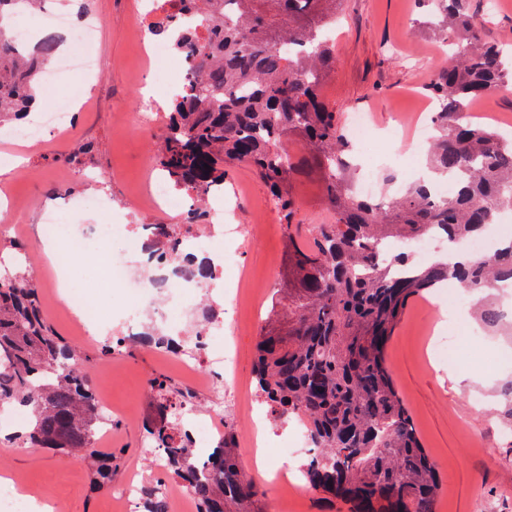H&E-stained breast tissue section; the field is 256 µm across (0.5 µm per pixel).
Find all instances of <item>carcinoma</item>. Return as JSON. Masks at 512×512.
I'll use <instances>...</instances> for the list:
<instances>
[{
  "instance_id": "carcinoma-1",
  "label": "carcinoma",
  "mask_w": 512,
  "mask_h": 512,
  "mask_svg": "<svg viewBox=\"0 0 512 512\" xmlns=\"http://www.w3.org/2000/svg\"><path fill=\"white\" fill-rule=\"evenodd\" d=\"M171 2L149 27L166 34L164 43L184 57L193 79L164 115L155 162L174 189H191L200 204L224 189L229 169L249 164L288 231V303L277 298L270 309L287 318L288 328L258 341L256 392L278 416L299 420L321 450L305 465L313 488L339 496L349 512H434L442 482L393 385L385 348L409 300L453 280L472 296L476 319L497 327L502 313L493 298L501 282H512V239L462 264H415L402 252L388 266L375 246L429 232L457 246L512 212V138L471 117L477 101L512 85V52L483 37L470 0H414L421 23L445 49L425 88L434 105L425 158L433 178L365 199L353 186L355 144L323 93L336 67L327 31L343 0ZM57 45L49 34L33 57L0 32V125L31 112ZM313 172L334 215L330 224L294 223L297 180ZM441 178L455 184L446 197L435 187ZM205 217L197 208L187 224L141 225L148 263L188 281L214 280L209 262L180 249ZM30 262L27 254L0 272V364L10 366L0 369V407L25 408L26 440L59 455H87L94 486H108L112 453L92 452L108 418L75 348L45 319ZM221 321L211 304L192 319L202 328ZM129 343L179 347L150 323ZM499 395L498 413L512 431V380ZM147 398L146 438L163 449L164 475L189 486L196 512H263L256 483L238 466L234 428L224 429L203 473L178 428L177 402L189 393L158 374Z\"/></svg>"
}]
</instances>
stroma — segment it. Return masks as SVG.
<instances>
[{"mask_svg": "<svg viewBox=\"0 0 512 512\" xmlns=\"http://www.w3.org/2000/svg\"><path fill=\"white\" fill-rule=\"evenodd\" d=\"M141 0H90L92 17L101 30L91 51L98 68L89 92L69 79L65 86L42 94L37 109L61 98L87 97L88 106L73 117L74 129L66 137H46L36 149L18 147L23 157L13 172L1 175L13 195L28 207L27 222L19 233L36 243L43 236L42 215L62 210L69 223L120 225L122 235L138 240L143 224H168L172 214L153 208L149 183L160 178L153 165L152 137L157 125L125 124L126 114L142 94L150 78V66L133 39L142 22ZM414 0H345L336 26V69L324 94L337 111L373 112L383 124L418 111L425 102L423 87L441 60L434 33L417 22ZM90 147L82 164H67L69 154ZM362 170L378 180L394 176L407 184L419 168L399 160L387 141H380L372 157L362 159ZM295 221L327 224L332 213L323 203L316 176L301 177ZM100 198L102 208L90 211L88 198ZM212 224H261V242L239 237L230 243L240 266L251 273L248 285L253 324L236 330L241 350L237 380L252 382V360L260 332L268 329L267 316L274 294L288 286L287 232L268 202L266 184L247 164L234 166L224 178L223 205L209 204ZM80 286L102 282L92 293L93 305L120 322L127 296L108 285V259L96 250L80 252L69 267ZM56 271H49L40 289L42 310L53 330L78 351L83 367L105 389L115 411L108 436L96 442L101 451L119 454L112 473L121 483L130 471L149 476L152 465L142 459L141 443L147 402L141 392L143 379L157 374L183 384L185 376L162 350L113 349L102 354L101 343L86 342L77 330L72 308L66 306L56 287ZM455 286L438 289L410 304L386 345V362L421 435L426 453L443 480L435 512H512V441L501 434V423L491 411L495 390L512 378V342L487 337V349L500 353L498 369L478 384L452 386L449 368L480 362L482 353L468 345L474 320L469 309H449L447 298ZM16 489L34 497L60 502L65 512H119L111 489L96 488L82 459L59 456L48 449L17 445L0 439Z\"/></svg>", "mask_w": 512, "mask_h": 512, "instance_id": "1", "label": "stroma"}]
</instances>
